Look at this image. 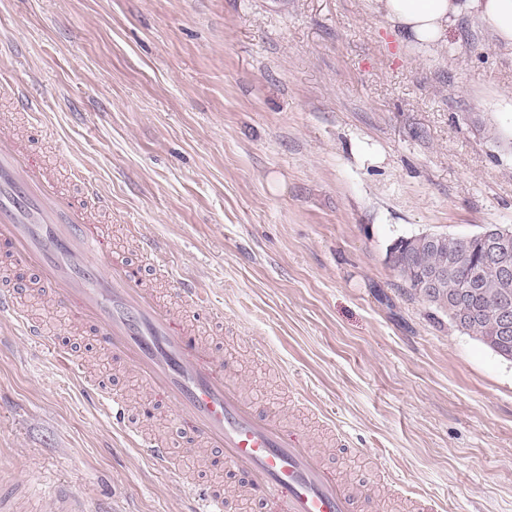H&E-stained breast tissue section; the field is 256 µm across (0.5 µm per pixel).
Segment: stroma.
I'll list each match as a JSON object with an SVG mask.
<instances>
[{
  "instance_id": "obj_1",
  "label": "stroma",
  "mask_w": 512,
  "mask_h": 512,
  "mask_svg": "<svg viewBox=\"0 0 512 512\" xmlns=\"http://www.w3.org/2000/svg\"><path fill=\"white\" fill-rule=\"evenodd\" d=\"M42 102L31 147L112 202V247L205 288L241 382L285 420L297 392L350 436L335 475L384 468L439 512H512V362L452 327L387 260L401 237L512 226V45L461 18L413 48L373 0H0V73ZM0 317V487L108 512H191L180 461L139 456ZM267 359L253 361L252 346ZM371 452V463L352 451Z\"/></svg>"
}]
</instances>
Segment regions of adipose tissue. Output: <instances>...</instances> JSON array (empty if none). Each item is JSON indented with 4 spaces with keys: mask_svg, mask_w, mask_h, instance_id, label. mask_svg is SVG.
<instances>
[{
    "mask_svg": "<svg viewBox=\"0 0 512 512\" xmlns=\"http://www.w3.org/2000/svg\"><path fill=\"white\" fill-rule=\"evenodd\" d=\"M375 8L410 39L433 48L447 45L449 30L465 15L487 20L503 43L512 44V0H375Z\"/></svg>",
    "mask_w": 512,
    "mask_h": 512,
    "instance_id": "adipose-tissue-1",
    "label": "adipose tissue"
}]
</instances>
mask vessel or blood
I'll return each instance as SVG.
<instances>
[{"label": "vessel or blood", "mask_w": 512, "mask_h": 512, "mask_svg": "<svg viewBox=\"0 0 512 512\" xmlns=\"http://www.w3.org/2000/svg\"><path fill=\"white\" fill-rule=\"evenodd\" d=\"M69 174L80 194L63 188L0 116V314L44 341L25 303L48 297L66 311L73 333H89L115 366L134 369L149 393L139 412L104 379H89L88 388L155 467L169 469L174 457L173 441L147 431L167 406L186 419L190 440L217 449L243 495L260 493L270 512H369L370 498L328 470L306 432L287 428L279 413L245 394L236 358L201 337L198 320H224L209 311L205 290L182 279L162 298L146 271L158 242H141V259L117 258L96 220L109 200L80 169ZM19 269L34 274L23 288L14 283ZM200 496L199 512H224L223 484L206 485Z\"/></svg>", "instance_id": "1"}]
</instances>
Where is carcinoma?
<instances>
[{"mask_svg": "<svg viewBox=\"0 0 512 512\" xmlns=\"http://www.w3.org/2000/svg\"><path fill=\"white\" fill-rule=\"evenodd\" d=\"M404 244L401 259L408 269L409 288L421 274L431 270L448 255L458 256L457 264L448 271L451 292L462 295L469 311L467 323L458 325L457 316L448 312V292L434 295L430 305L448 314V321L457 330L473 336L483 346L505 360L512 361V335L503 340L495 335L494 323L498 315V274L482 266L483 245L480 235H440L437 243L426 242L423 234L400 238Z\"/></svg>", "mask_w": 512, "mask_h": 512, "instance_id": "obj_1", "label": "carcinoma"}]
</instances>
